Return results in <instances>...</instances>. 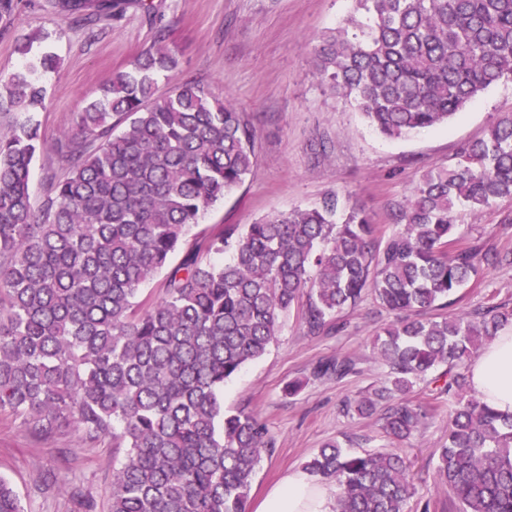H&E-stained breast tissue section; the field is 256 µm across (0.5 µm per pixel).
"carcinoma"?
<instances>
[{
	"mask_svg": "<svg viewBox=\"0 0 512 512\" xmlns=\"http://www.w3.org/2000/svg\"><path fill=\"white\" fill-rule=\"evenodd\" d=\"M354 2L365 18L350 15L323 38L316 74L385 136L446 123L512 80V0ZM58 5L90 26L128 3ZM33 44H18L22 69L0 79V104L24 115L0 135V413L35 438L69 424L88 443L110 437L126 449L109 512H249L269 441L252 413L224 410V384L267 352L292 307L303 306L315 334L369 291L396 320L372 344L383 381L347 412L369 417L447 366L440 393L457 407L436 472L452 493L448 512H512V416L471 394L467 372L512 323V308L420 317L450 306L480 268L512 265L511 251L465 243L453 222L460 208L479 216L512 201V113L421 176L383 243L364 209L330 196L189 245L201 213L253 172L255 129L244 113L192 81L157 94V76L179 64L160 27L152 48L75 115V132L57 145L67 173L37 206L29 175L44 143L34 112L42 75L59 61ZM226 250L228 263L203 258ZM164 271L162 296L140 300ZM355 370L338 357L312 376ZM427 418L399 402L381 429L403 441ZM410 466L400 450L349 453L329 442L305 469L336 484L338 512H406ZM0 512H24L2 477Z\"/></svg>",
	"mask_w": 512,
	"mask_h": 512,
	"instance_id": "1",
	"label": "carcinoma"
}]
</instances>
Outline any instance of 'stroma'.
Segmentation results:
<instances>
[{
	"mask_svg": "<svg viewBox=\"0 0 512 512\" xmlns=\"http://www.w3.org/2000/svg\"><path fill=\"white\" fill-rule=\"evenodd\" d=\"M153 5L156 21L131 5L91 29L66 20L55 0H16L13 12L0 17V76L20 70L22 59L14 46L28 36L35 49L59 59L57 71L43 79L46 98L36 113L47 148L31 168L34 202H41L65 173L53 146L71 133L74 114L111 80L114 70L152 46L161 25L169 31L180 64L159 79L160 93H169L180 81H194L228 98L257 128L253 174L202 214L191 230L195 237L310 207L335 194L366 210L379 239H387L397 229L399 204L421 175L447 164L461 143L482 135L500 114L512 112V82L507 81L434 129L399 139L374 131L315 72L323 35L353 10V0H153ZM456 221L471 226L470 240L512 250V203L501 202L478 217L460 210ZM491 302L512 307V266L481 271L459 291L452 309L469 312ZM393 318L368 293L354 309L310 334L300 308H293L282 317L266 354L225 384V409L252 412L273 443L252 481L251 506H258L288 472L304 469L331 441L355 451L403 447L413 462L408 512H421L426 503L442 506L446 494L437 480L436 460L448 437L454 401L440 393L434 375L417 381L407 396L411 404L427 409L429 419L402 444L385 437L376 417L343 411L345 401L383 379L385 368L373 358L371 340ZM336 356L358 360V373L340 381L312 378L319 361ZM297 381L302 389L289 393ZM124 455L111 439L92 445L70 427L52 438L35 439L19 419L0 414V475L13 482L25 512H75L76 491L93 500L95 512H107L112 469Z\"/></svg>",
	"mask_w": 512,
	"mask_h": 512,
	"instance_id": "obj_1",
	"label": "stroma"
}]
</instances>
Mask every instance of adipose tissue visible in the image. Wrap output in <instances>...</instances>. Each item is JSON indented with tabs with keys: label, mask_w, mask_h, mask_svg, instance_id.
I'll return each instance as SVG.
<instances>
[{
	"label": "adipose tissue",
	"mask_w": 512,
	"mask_h": 512,
	"mask_svg": "<svg viewBox=\"0 0 512 512\" xmlns=\"http://www.w3.org/2000/svg\"><path fill=\"white\" fill-rule=\"evenodd\" d=\"M471 388L498 412L512 415V326L483 346L469 364ZM326 483L303 471L292 472L266 495L258 512H334Z\"/></svg>",
	"instance_id": "1"
}]
</instances>
